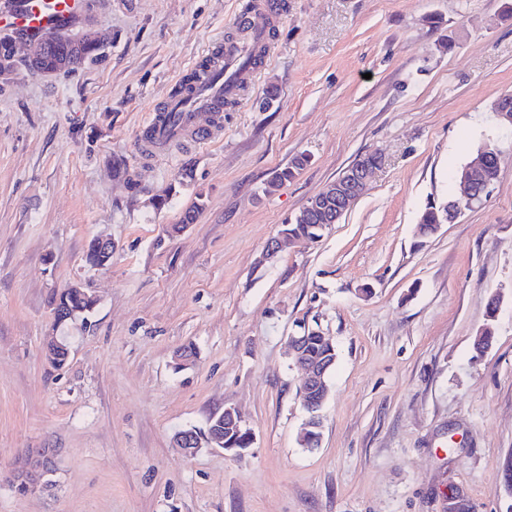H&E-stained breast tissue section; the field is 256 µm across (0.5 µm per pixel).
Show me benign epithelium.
Segmentation results:
<instances>
[{"mask_svg": "<svg viewBox=\"0 0 512 512\" xmlns=\"http://www.w3.org/2000/svg\"><path fill=\"white\" fill-rule=\"evenodd\" d=\"M94 32L95 29L88 20L67 30L48 32L38 42L24 43L23 58L30 65L35 66L47 46L58 42H68L78 46L86 35ZM97 36L104 42L108 41V37L102 32L97 33ZM492 156L491 149L484 147L476 158L464 167L460 177L461 192L452 202L453 209H461L465 205L472 207L475 201L489 193L490 183L486 181V167ZM375 172L376 169L370 167L364 160L356 161L340 177L329 183L313 203L305 206L304 216L317 219L325 226L338 223L365 193ZM287 241L289 238L282 233L272 238L265 247L261 262H271L277 258ZM307 338L306 334L290 338L293 362L301 371L298 397L307 415L299 434V441L302 444L312 437V432L320 428V410L330 392L329 371L336 362L334 358L315 359L306 354L304 343ZM175 440L187 456L196 455L204 447L222 448L235 455L242 454V451L237 448H227L224 433L220 431L200 435L193 429H186L178 432ZM53 459L54 449L31 448L16 462L12 475L24 481L35 491L49 473ZM448 512H469V504L462 491L452 489L448 492Z\"/></svg>", "mask_w": 512, "mask_h": 512, "instance_id": "1", "label": "benign epithelium"}]
</instances>
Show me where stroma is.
<instances>
[{
  "label": "stroma",
  "instance_id": "35a3bbf8",
  "mask_svg": "<svg viewBox=\"0 0 512 512\" xmlns=\"http://www.w3.org/2000/svg\"><path fill=\"white\" fill-rule=\"evenodd\" d=\"M245 2L88 0L110 36L97 59L0 85V467L56 451L47 487L0 477V512H447L453 487L473 512H512V128L492 112L512 95V0H285L222 138L141 155L150 111ZM489 141L482 205L419 238ZM371 151L383 165L339 223L262 263ZM97 237L114 243L100 270ZM75 283L97 304L55 326L51 297ZM305 330L337 353L312 450L289 358ZM51 333L70 345L60 368ZM227 406L247 452L174 447ZM453 196L441 201L429 202L420 213L417 222L418 234L421 238L431 236V231L436 224H451L454 220L448 211V203Z\"/></svg>",
  "mask_w": 512,
  "mask_h": 512
}]
</instances>
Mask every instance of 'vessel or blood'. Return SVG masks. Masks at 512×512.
Segmentation results:
<instances>
[{"instance_id":"b4317fda","label":"vessel or blood","mask_w":512,"mask_h":512,"mask_svg":"<svg viewBox=\"0 0 512 512\" xmlns=\"http://www.w3.org/2000/svg\"><path fill=\"white\" fill-rule=\"evenodd\" d=\"M87 0H0V31L34 39L51 27L78 18ZM279 0H253L235 39H219L201 51L143 125L140 148L151 152L190 140L204 144L224 132V108L239 101L257 71L249 55L267 57Z\"/></svg>"}]
</instances>
